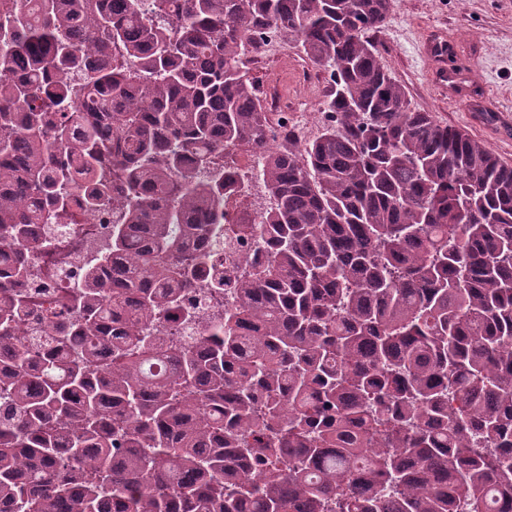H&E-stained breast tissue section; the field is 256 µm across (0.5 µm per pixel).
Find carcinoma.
<instances>
[{"label":"carcinoma","mask_w":512,"mask_h":512,"mask_svg":"<svg viewBox=\"0 0 512 512\" xmlns=\"http://www.w3.org/2000/svg\"><path fill=\"white\" fill-rule=\"evenodd\" d=\"M392 3L0 0V512H512V167L412 108ZM273 38L333 79L306 143L244 71ZM238 145L270 256L229 276ZM74 206L108 238L30 326ZM197 282L235 301L195 344L142 331ZM220 164L224 165L225 170L234 171L237 177L240 179L243 189L241 192L237 193V195H233L230 199V203L236 201L238 198L249 193L250 190V172L254 168L256 164V158L254 155L247 149L240 146L228 147L224 148V154H221L217 158ZM242 174L245 175L244 180L242 179ZM250 202L246 200L239 199L237 200L236 206L241 210L250 209Z\"/></svg>","instance_id":"carcinoma-1"}]
</instances>
